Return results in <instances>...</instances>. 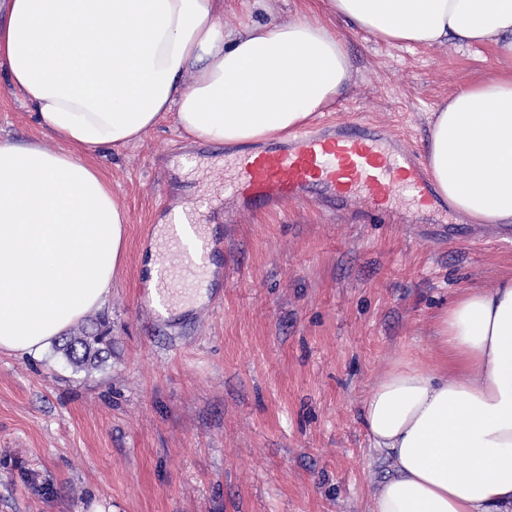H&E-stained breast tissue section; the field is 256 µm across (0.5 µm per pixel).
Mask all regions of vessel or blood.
<instances>
[{"label":"vessel or blood","mask_w":512,"mask_h":512,"mask_svg":"<svg viewBox=\"0 0 512 512\" xmlns=\"http://www.w3.org/2000/svg\"><path fill=\"white\" fill-rule=\"evenodd\" d=\"M228 186L240 208L264 211L318 195L338 202L365 196L378 217L390 213L399 191L422 209L436 202L417 155L361 124L299 131L288 142L240 154Z\"/></svg>","instance_id":"1"}]
</instances>
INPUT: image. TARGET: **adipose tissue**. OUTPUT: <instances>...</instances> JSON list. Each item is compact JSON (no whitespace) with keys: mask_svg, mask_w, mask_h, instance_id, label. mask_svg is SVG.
<instances>
[{"mask_svg":"<svg viewBox=\"0 0 512 512\" xmlns=\"http://www.w3.org/2000/svg\"><path fill=\"white\" fill-rule=\"evenodd\" d=\"M399 44L455 39L512 53V0H326ZM0 69L45 137L0 143V353L38 356L101 309L127 211L88 151L163 120L238 146L289 136L351 78L327 25L270 18L224 29V0H10ZM426 169L470 224H512V74L460 92L430 120ZM437 354L394 358L361 417L392 473L373 512H512V275L460 290L434 318Z\"/></svg>","mask_w":512,"mask_h":512,"instance_id":"1","label":"adipose tissue"}]
</instances>
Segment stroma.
Wrapping results in <instances>:
<instances>
[{"label":"stroma","instance_id":"obj_1","mask_svg":"<svg viewBox=\"0 0 512 512\" xmlns=\"http://www.w3.org/2000/svg\"><path fill=\"white\" fill-rule=\"evenodd\" d=\"M271 7L327 24L351 57L317 125L361 119L420 154L448 95L512 71L493 45L380 41L324 0ZM37 137L58 145L0 70V142ZM232 152L168 121L88 153L129 214L110 299L82 320L105 321L112 346L90 372L52 346L0 354V512H371L387 465L361 420L369 385L397 355L434 352L432 318L458 290L512 274V224L404 197L386 224L360 196L256 215L224 196ZM192 203L215 267L199 305L164 314L144 301L146 264L158 224Z\"/></svg>","mask_w":512,"mask_h":512}]
</instances>
